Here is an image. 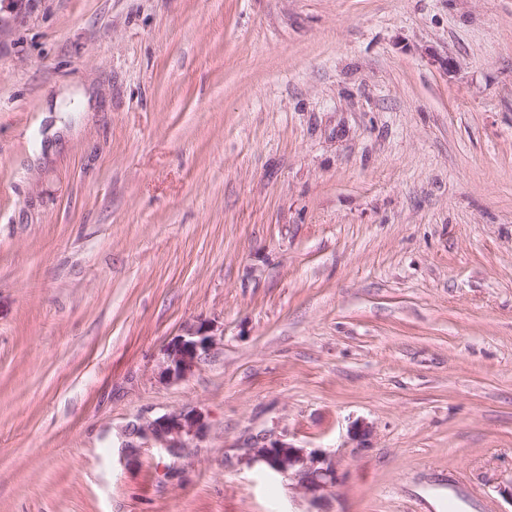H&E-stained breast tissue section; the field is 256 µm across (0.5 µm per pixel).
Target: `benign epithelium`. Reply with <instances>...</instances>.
I'll return each mask as SVG.
<instances>
[{"mask_svg": "<svg viewBox=\"0 0 512 512\" xmlns=\"http://www.w3.org/2000/svg\"><path fill=\"white\" fill-rule=\"evenodd\" d=\"M216 344L214 326L200 321L173 338L164 349L160 377L178 381L190 375ZM207 414L198 408L165 413L153 419L128 424L122 451L130 456L140 448H157L179 458L190 444L205 438ZM242 463L259 465L288 482L312 503L322 501L337 481L336 461L320 449L297 447L283 436L263 435L253 439Z\"/></svg>", "mask_w": 512, "mask_h": 512, "instance_id": "1", "label": "benign epithelium"}]
</instances>
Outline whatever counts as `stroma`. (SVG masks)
Wrapping results in <instances>:
<instances>
[{
  "instance_id": "35a3bbf8",
  "label": "stroma",
  "mask_w": 512,
  "mask_h": 512,
  "mask_svg": "<svg viewBox=\"0 0 512 512\" xmlns=\"http://www.w3.org/2000/svg\"><path fill=\"white\" fill-rule=\"evenodd\" d=\"M264 433L512 512V0H0V512H310ZM214 326L210 321H200L173 338L164 349L160 377L178 381L190 375L216 344ZM207 428L208 416L201 409L165 413L128 424L121 448L126 456L139 448H157L172 458H180L191 443L205 438Z\"/></svg>"
}]
</instances>
